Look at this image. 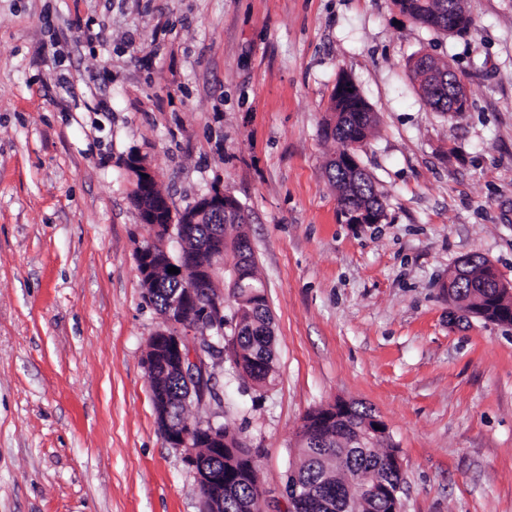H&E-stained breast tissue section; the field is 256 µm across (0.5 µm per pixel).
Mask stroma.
<instances>
[{
	"mask_svg": "<svg viewBox=\"0 0 512 512\" xmlns=\"http://www.w3.org/2000/svg\"><path fill=\"white\" fill-rule=\"evenodd\" d=\"M448 35L393 0H0V512H199L160 434L143 361L147 235L126 162L174 211L235 197L265 283L276 374L209 362L221 424L288 512L302 421L370 407L403 462L402 512H512V326L448 320L449 272L489 261L512 285V0H465ZM430 54L468 108L423 100ZM376 125L359 162L382 194L349 224L324 133L341 75Z\"/></svg>",
	"mask_w": 512,
	"mask_h": 512,
	"instance_id": "obj_1",
	"label": "stroma"
}]
</instances>
